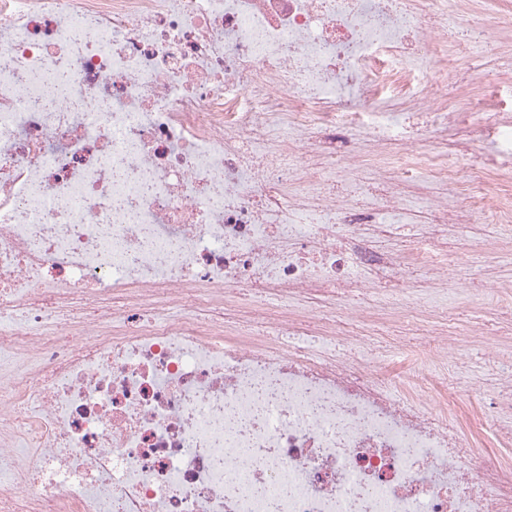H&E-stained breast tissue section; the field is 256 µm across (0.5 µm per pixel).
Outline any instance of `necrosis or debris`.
I'll list each match as a JSON object with an SVG mask.
<instances>
[{
    "mask_svg": "<svg viewBox=\"0 0 512 512\" xmlns=\"http://www.w3.org/2000/svg\"><path fill=\"white\" fill-rule=\"evenodd\" d=\"M448 0H0V512H512L447 401L344 330L425 283L495 127L449 99ZM433 202L383 249L409 194ZM470 145V163L474 166L482 167V163L485 161L486 157L497 151L499 141L496 140V136L493 131H479L474 137V142ZM383 371L385 374V382L391 387L392 391L401 397L408 398V399H420L426 406L433 407L434 404L439 399V392L430 390L429 393L426 395L424 394L422 397L419 396L418 393H416L413 389H411L407 384L403 383L402 376L403 374H400L398 376H391L389 375L387 369L383 365Z\"/></svg>",
    "mask_w": 512,
    "mask_h": 512,
    "instance_id": "4bbe7bcc",
    "label": "necrosis or debris"
}]
</instances>
